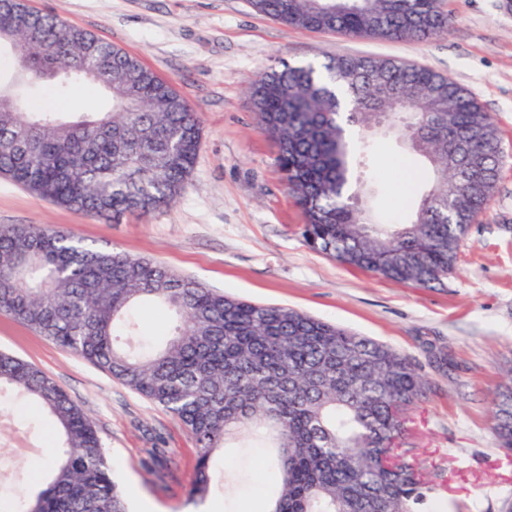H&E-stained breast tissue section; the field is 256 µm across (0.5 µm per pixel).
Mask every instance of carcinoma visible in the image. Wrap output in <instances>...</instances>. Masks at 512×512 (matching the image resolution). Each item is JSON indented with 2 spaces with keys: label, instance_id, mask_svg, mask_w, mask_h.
Listing matches in <instances>:
<instances>
[{
  "label": "carcinoma",
  "instance_id": "carcinoma-1",
  "mask_svg": "<svg viewBox=\"0 0 512 512\" xmlns=\"http://www.w3.org/2000/svg\"><path fill=\"white\" fill-rule=\"evenodd\" d=\"M303 30L428 39L453 18L439 0H250ZM19 88L0 93V176L92 215L170 206L199 151L198 113L137 58L20 0H0ZM60 95L92 83L112 108L76 120L32 112L22 89L61 69ZM261 131L302 208L304 236L340 263L433 288L452 271L470 224L488 206L499 145L488 113L452 79L383 57L283 65L250 87ZM396 132L432 181L411 219L386 224L351 164L352 130ZM175 319L143 350L129 320L140 304ZM0 312L108 371L163 407L196 444L189 501L224 488L217 452L249 435L276 449L279 483L265 512H416L424 482L405 447L407 413L427 381L400 351L302 312L214 291L163 264L102 250L45 224L0 228ZM52 420L55 461L33 497L4 512H128L102 440L68 394L34 365L0 352V390ZM498 447L512 450V388L492 402Z\"/></svg>",
  "mask_w": 512,
  "mask_h": 512
}]
</instances>
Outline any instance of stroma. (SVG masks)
<instances>
[{"mask_svg": "<svg viewBox=\"0 0 512 512\" xmlns=\"http://www.w3.org/2000/svg\"><path fill=\"white\" fill-rule=\"evenodd\" d=\"M32 9L137 57L170 81L198 113L194 170L168 208L118 218L86 214L0 178V225L48 224L106 249L163 263L206 287L258 304L294 308L407 355L429 381L409 438L423 468L419 512H512V452L490 429L491 401L512 372V7L506 0H441L455 23L426 40L388 41L311 32L256 12L249 0H28ZM379 56L450 77L487 112L500 141V173L488 207L470 226L441 288L396 283L311 249L304 215L259 129L251 81L280 62ZM35 111L93 112L94 85L66 99L42 83ZM361 177L380 190L379 212L405 222L428 171L395 136L375 138ZM0 350L51 376L94 423L131 507L188 504L196 447L182 424L100 368L0 313ZM55 437L41 415L0 397V490L29 495ZM226 489L209 512H261L272 494L271 456L226 449Z\"/></svg>", "mask_w": 512, "mask_h": 512, "instance_id": "stroma-1", "label": "stroma"}]
</instances>
